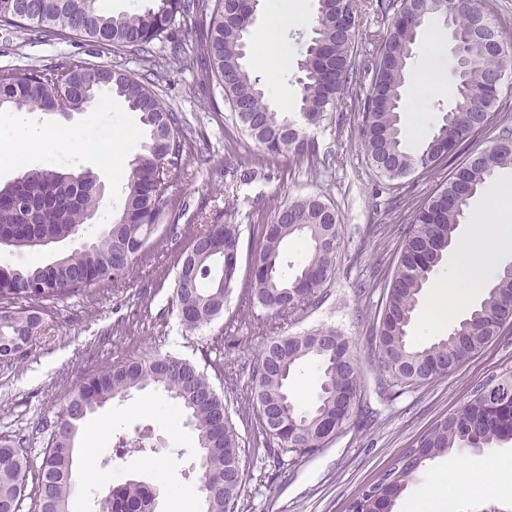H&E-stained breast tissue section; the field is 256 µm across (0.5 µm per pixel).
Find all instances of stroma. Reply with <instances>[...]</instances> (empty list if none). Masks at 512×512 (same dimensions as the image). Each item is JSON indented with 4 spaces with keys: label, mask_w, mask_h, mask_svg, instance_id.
Listing matches in <instances>:
<instances>
[{
    "label": "stroma",
    "mask_w": 512,
    "mask_h": 512,
    "mask_svg": "<svg viewBox=\"0 0 512 512\" xmlns=\"http://www.w3.org/2000/svg\"><path fill=\"white\" fill-rule=\"evenodd\" d=\"M357 66L375 55L386 29L371 0H361ZM299 33H288V69L270 90L280 111H292L297 95ZM84 61L148 77L165 103L180 116L200 162L189 178L170 190L174 213L167 227L151 238L145 258L117 286L76 292L45 307V330L24 359L0 363V437L23 439L33 464H41L55 413L86 376L129 358L171 355L204 370L223 396L240 437L245 484L238 512H347L351 499L382 474L434 421L453 412L472 389L493 375L512 370V325L455 372L424 384L381 391L372 327L377 320L387 276L400 243V229L413 208L448 176L447 165L399 180L395 192L368 164L356 122L331 112L310 128L321 155L330 158L327 172L315 173L302 157H279L256 166V147L242 136L218 83L201 85L197 66L185 62L150 73L142 58L82 38L49 39L37 25L0 29V69L35 68L64 59ZM33 123L46 130H78L90 142L112 138L128 129L123 159L142 151L144 129L123 99L102 93L85 112L67 115L33 110ZM235 149H228L229 140ZM318 195L334 205L340 220L334 277L318 307L285 319H271L259 306L244 303L240 291L229 296L221 317L196 330L186 329L172 306L178 258L189 233L219 220L238 225L241 269H248L259 245L257 226L270 221L281 203ZM400 206L390 210L388 199ZM105 223L89 225L84 235L68 237L37 250L0 246V260L15 267L48 265L83 242L105 232ZM335 329L351 337L362 381L361 398L336 437L304 458L269 452L259 431L255 409L244 402L257 358L275 336L304 335ZM94 441H87L91 430ZM150 431L151 448L118 456V437ZM93 446L95 477L81 465L85 446ZM197 433L187 416L177 415L163 391L146 388L124 401H112L90 414L74 441L76 465L71 512H99V502L113 471L123 478L158 484L156 512H167L170 498L196 489L199 476ZM478 463L476 451H451L425 462L416 480L396 500L393 512H410L414 493L443 467L461 459Z\"/></svg>",
    "instance_id": "stroma-1"
}]
</instances>
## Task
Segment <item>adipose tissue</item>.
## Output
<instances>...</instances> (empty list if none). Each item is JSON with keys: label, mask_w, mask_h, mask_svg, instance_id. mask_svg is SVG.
<instances>
[{"label": "adipose tissue", "mask_w": 512, "mask_h": 512, "mask_svg": "<svg viewBox=\"0 0 512 512\" xmlns=\"http://www.w3.org/2000/svg\"><path fill=\"white\" fill-rule=\"evenodd\" d=\"M308 22L302 0H270L265 42L266 53L259 66L267 79H274L283 69L280 53L281 41L288 29H299ZM427 58L416 73L418 91H442L448 87L447 72L440 60L445 49L436 30L425 35ZM15 126L21 136L15 144L14 158L23 163L44 145H52L58 158L93 156L111 162L117 180H125L128 172L118 163L120 148L125 140L123 133H116L112 140L92 143L73 130L61 129L47 133L30 124L22 116L15 117ZM474 223L484 225L478 236H463L448 264V274L431 290L426 307L421 314L422 324L430 330L446 326L458 310L477 295L495 276L502 263L512 254V182H502L483 198L473 215ZM481 469H473L469 461H459L448 473L435 475L424 486L414 501V512H446L450 498L469 495L473 488L498 495L512 487L506 473L511 466L503 462L496 451L485 450Z\"/></svg>", "instance_id": "adipose-tissue-1"}]
</instances>
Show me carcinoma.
Returning a JSON list of instances; mask_svg holds the SVG:
<instances>
[{
  "label": "carcinoma",
  "instance_id": "carcinoma-1",
  "mask_svg": "<svg viewBox=\"0 0 512 512\" xmlns=\"http://www.w3.org/2000/svg\"><path fill=\"white\" fill-rule=\"evenodd\" d=\"M100 0H0V27H41L45 37L70 35L140 52L173 34L177 20L193 21L197 34L189 49L200 63L199 81L218 82L237 114L241 132L258 150L257 164L286 153L318 160L315 141L295 120L272 109L261 78L249 65L250 27L256 13L250 0H152L142 11L114 15ZM388 23L375 57L356 68L354 19L358 0H318L299 69L297 111L308 125L349 98L358 113V135L370 166L389 181L413 172L427 173L451 159L472 138L493 129V146L470 152L450 164L448 179L424 198L402 227L399 255L385 285L373 340L380 370L396 385L424 383L448 374L481 351L512 322V271L505 268L480 303L445 338L429 346L410 341L422 289L441 264L472 198L502 169H512V125L501 104V84L493 75L512 64V32L497 19L493 0H432L418 14L411 0H375ZM448 23L456 53L452 105L419 150L404 146L400 122L409 61L426 26ZM109 88L140 114L147 138L143 153L129 164L119 217L108 231L54 266L20 270L0 262V363L23 358L43 327V303L104 283L125 280L147 253L162 222L171 179L185 174L195 157L177 113L145 83L130 74L62 61L38 68L0 69V109L34 108L82 112ZM91 171L78 175L54 168L30 170L0 186V228L15 248L36 241L80 235L103 210L104 199ZM260 243L249 266L243 298L274 319L317 306L335 274L339 218L317 195L281 205L271 223L259 225ZM290 238L307 243L297 271L283 270V245ZM236 224H208L191 236L181 254L175 307L182 324L195 330L224 313V300L236 288L239 265L224 261V250H239ZM23 299L25 307L9 304ZM316 363L320 391L309 409L288 393V380L304 361ZM249 400L261 433L278 450L303 458L336 435L361 393L353 340L334 329L316 337L280 336L266 344L254 368ZM163 390L187 414L202 459L198 491L214 502L215 512H236L245 483L239 435L228 408L207 376L173 356L120 361L88 377L68 396L52 423L49 445L35 476L37 512H69L74 486L73 441L89 414L133 391ZM512 439V371L476 385L454 412L436 420L405 449L381 482L349 503V512H393L395 501L423 464L454 449L480 450ZM31 460L19 441L0 439V512H22ZM153 487L127 480L101 500L102 512H154Z\"/></svg>",
  "mask_w": 512,
  "mask_h": 512
}]
</instances>
